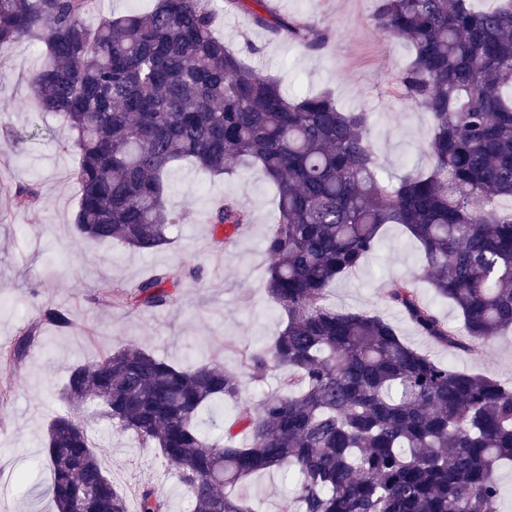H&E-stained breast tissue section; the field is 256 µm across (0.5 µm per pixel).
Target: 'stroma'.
<instances>
[{
  "mask_svg": "<svg viewBox=\"0 0 512 512\" xmlns=\"http://www.w3.org/2000/svg\"><path fill=\"white\" fill-rule=\"evenodd\" d=\"M213 6L217 35L262 73L279 77L285 94L327 91L342 108L368 112L369 138L385 183L412 168L428 169V118L397 90L410 51L370 26L375 0H266L277 16L303 17L331 30L329 45L316 54L274 38L252 25L247 14L224 10L222 0H213ZM42 62L41 46L29 41L0 47V352L39 325L42 306L64 307L73 326L40 325L28 357L15 366L0 365V387L11 390L0 400V512H54L41 494L48 471L40 470L25 485L20 477L40 456L47 423L66 410L59 394L73 365L135 344L185 368L221 364L246 378L245 396L252 402L278 384L274 372L251 382L241 355L267 348L283 327L264 289L271 262L264 240L277 222L278 205L262 172L254 167L213 178L188 162L175 166L166 203L188 218L173 227L170 244L152 253L81 237L72 228L79 196L73 135L56 115L40 111L30 89V76ZM22 185L37 189V206L14 207L11 193ZM226 196L237 199L251 221L235 231L232 245L217 248L209 211ZM420 266L416 243L400 225H385L380 246L329 289L328 301L383 315L435 360L512 382V333L476 352H451L420 336L387 305L385 280L417 276ZM168 268L183 274L169 307L132 312L111 304L114 287H131ZM81 414L105 470L128 503H135L138 486L151 482L166 494L170 512H189L186 489L153 449L116 431L90 408ZM239 490L258 512H278L293 495L295 479L283 471L255 475Z\"/></svg>",
  "mask_w": 512,
  "mask_h": 512,
  "instance_id": "stroma-1",
  "label": "stroma"
}]
</instances>
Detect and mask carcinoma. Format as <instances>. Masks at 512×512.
<instances>
[{
    "instance_id": "cac0c4a2",
    "label": "carcinoma",
    "mask_w": 512,
    "mask_h": 512,
    "mask_svg": "<svg viewBox=\"0 0 512 512\" xmlns=\"http://www.w3.org/2000/svg\"><path fill=\"white\" fill-rule=\"evenodd\" d=\"M99 2L0 0V47L44 44L33 92L74 132V230L153 252L182 223L166 205L176 162L228 177L244 161L256 165L278 192L265 289L284 327L246 360L256 382L274 368L287 373L250 406L221 365L183 369L127 346L73 367L61 398L99 408L155 449L190 494V512H257L237 486L270 471L296 476L280 512H497V470L512 465V384L436 361L382 316L331 307L325 296L378 247L384 225L399 224L419 244L421 276L461 317L450 325L414 281H389L384 297L422 335L474 352L512 329V210L491 206L512 199V0L483 12L471 0H376L370 25L411 52L399 92L430 120V169L392 185L379 176L369 113L325 93L285 96L214 35L210 0H155L146 14L90 26ZM224 5L309 53L332 37L266 14L264 0ZM37 200L31 187L13 194L19 209ZM248 223L232 198L210 214L216 230ZM180 285L178 270L159 271L129 295L113 292L112 303L161 309ZM41 322L72 324L55 307ZM38 333L25 331L0 362L23 361ZM217 403L235 415L214 441L200 418ZM43 465L56 512H129L81 418L49 422ZM136 499V512H169L155 484Z\"/></svg>"
}]
</instances>
